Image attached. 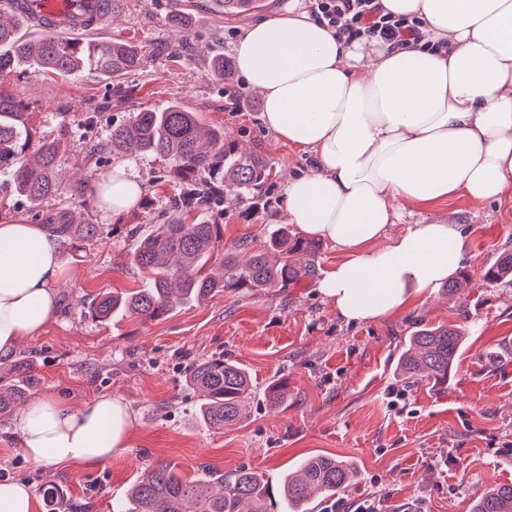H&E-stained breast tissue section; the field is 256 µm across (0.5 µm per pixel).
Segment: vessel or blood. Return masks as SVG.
Segmentation results:
<instances>
[{
    "mask_svg": "<svg viewBox=\"0 0 512 512\" xmlns=\"http://www.w3.org/2000/svg\"><path fill=\"white\" fill-rule=\"evenodd\" d=\"M14 7L42 29L59 36L91 30L112 14V0H16Z\"/></svg>",
    "mask_w": 512,
    "mask_h": 512,
    "instance_id": "b4317fda",
    "label": "vessel or blood"
}]
</instances>
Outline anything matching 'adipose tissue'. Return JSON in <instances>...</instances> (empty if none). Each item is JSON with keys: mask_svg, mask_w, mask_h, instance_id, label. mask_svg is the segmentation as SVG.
Wrapping results in <instances>:
<instances>
[{"mask_svg": "<svg viewBox=\"0 0 512 512\" xmlns=\"http://www.w3.org/2000/svg\"><path fill=\"white\" fill-rule=\"evenodd\" d=\"M415 16L422 37L390 46L347 41L306 0H288L249 25L235 46L263 120L310 153V173L289 179L291 221L345 258L317 282L348 323L392 315L440 287L466 259L460 225L410 224L403 203L512 193V0H382ZM68 272L59 242L38 224L0 221V359L54 320ZM132 416L117 397L79 408L32 402L18 443L33 463L96 466L128 445Z\"/></svg>", "mask_w": 512, "mask_h": 512, "instance_id": "ef3b65f1", "label": "adipose tissue"}]
</instances>
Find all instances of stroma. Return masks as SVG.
<instances>
[{
    "mask_svg": "<svg viewBox=\"0 0 512 512\" xmlns=\"http://www.w3.org/2000/svg\"><path fill=\"white\" fill-rule=\"evenodd\" d=\"M282 2L262 0L257 10L228 16L214 0H121L120 12L86 36L134 45L137 70L104 80L19 69L0 81L28 105L37 136L71 127L74 148L61 159L54 204L106 231L87 251L60 246L70 277L60 288L59 313L15 351L35 376L29 398L78 406L106 393L122 398L133 417L127 448L95 467L32 464L17 443L18 414L0 418V481L31 483L35 512H114L139 473L159 462L188 479L206 470L229 476L249 469L276 490L302 459L333 456L357 470L340 502L372 495L383 512H471L479 489L512 483V288L482 284L484 270L512 253L511 198H460L414 213L417 223L461 225L468 251L461 269L471 278L463 310L437 290L385 319L348 324L306 278L265 292L218 294L147 325L90 315L96 295L143 284L127 263L133 240L112 233V225L148 230L166 222L181 190L164 162L134 157L125 165L144 186L143 203L114 215L94 197H72L76 180L91 170L83 140L104 141L131 113L177 104L270 160L272 178L254 198L200 212V219L223 224L225 247L245 241L263 249L271 231L287 223L284 182L306 171L310 157L266 129L262 97L241 74L227 83L210 69L212 59L233 57L246 26ZM177 13L186 15L185 27H170ZM422 321L466 329L465 351L442 387L406 382L395 369ZM213 356L244 366L253 384L243 417L221 431L196 418L198 393L185 378L189 364ZM376 364L385 382L370 391L356 378ZM280 379L288 398L272 409L266 388ZM50 483L60 496L47 498Z\"/></svg>",
    "mask_w": 512,
    "mask_h": 512,
    "instance_id": "1",
    "label": "stroma"
}]
</instances>
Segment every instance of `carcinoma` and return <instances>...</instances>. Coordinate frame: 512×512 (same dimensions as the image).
Returning <instances> with one entry per match:
<instances>
[{"instance_id":"carcinoma-1","label":"carcinoma","mask_w":512,"mask_h":512,"mask_svg":"<svg viewBox=\"0 0 512 512\" xmlns=\"http://www.w3.org/2000/svg\"><path fill=\"white\" fill-rule=\"evenodd\" d=\"M260 0H224V13L241 14L259 8ZM15 16L0 21V77L21 63L61 74L83 71L104 78H116L137 67V50L120 41L84 42L45 37L26 39ZM31 119L23 100L0 89V174L13 183L38 212L34 219L58 234L63 242L90 247L102 240V225L76 222L67 209L47 207L57 191L56 170L60 155L70 148L63 134L42 140L35 155L27 153ZM107 150L115 158L152 156L174 167L186 181L174 200L178 215L142 232L126 230L135 239L127 254L129 264L145 275V284L126 295H102L90 305L91 315L104 322L118 314L131 315L148 324L167 317L176 308L200 303L226 290L261 291L273 286L285 288L291 282L314 275L312 257L320 244L292 235L281 226L269 236L260 251H241L236 246L224 251V225L186 216L224 200L232 193L239 200L248 197L271 177V163L258 151L246 152L224 139L216 130H205L193 112L177 106L135 112L109 131ZM487 288H512V253L504 252L483 273ZM469 278L461 274L445 284L450 296L462 297ZM465 344L458 325H420L408 337L397 363L399 375L413 382H448V371ZM187 379L200 391L198 414L210 429L239 420L251 398V377L237 364L212 357L191 364ZM0 414L25 401L33 379L1 385ZM284 382L266 393L268 406L276 409L287 399ZM356 476V469L344 460L316 456L305 460L283 485L287 512H308L304 506L318 497L336 498ZM270 487L254 471L242 470L232 478L213 477L206 472L186 479L169 463L161 462L140 476L119 512H271ZM472 512H512V484L494 485L477 494Z\"/></svg>"}]
</instances>
